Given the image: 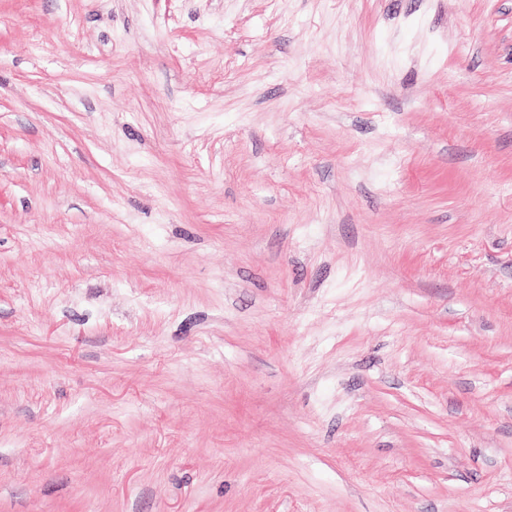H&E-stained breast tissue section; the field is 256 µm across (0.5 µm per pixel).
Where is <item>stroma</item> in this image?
Returning a JSON list of instances; mask_svg holds the SVG:
<instances>
[{
	"label": "stroma",
	"mask_w": 512,
	"mask_h": 512,
	"mask_svg": "<svg viewBox=\"0 0 512 512\" xmlns=\"http://www.w3.org/2000/svg\"><path fill=\"white\" fill-rule=\"evenodd\" d=\"M0 512H512V0H0Z\"/></svg>",
	"instance_id": "1"
}]
</instances>
